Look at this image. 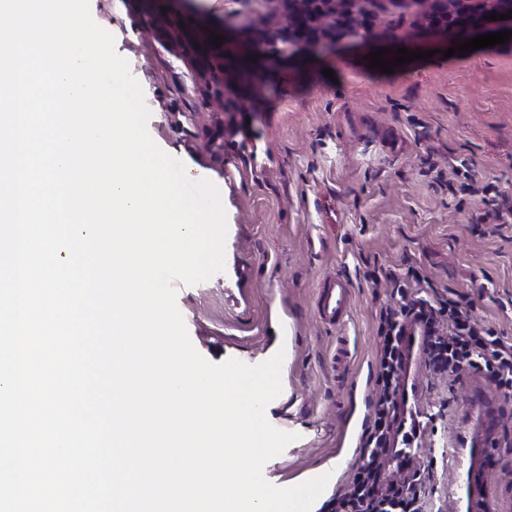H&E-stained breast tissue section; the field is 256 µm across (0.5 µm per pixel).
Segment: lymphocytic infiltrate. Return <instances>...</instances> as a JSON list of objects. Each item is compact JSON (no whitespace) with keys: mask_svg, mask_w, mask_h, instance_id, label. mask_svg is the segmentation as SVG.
<instances>
[{"mask_svg":"<svg viewBox=\"0 0 512 512\" xmlns=\"http://www.w3.org/2000/svg\"><path fill=\"white\" fill-rule=\"evenodd\" d=\"M409 316L424 326L438 366L452 373L466 367L486 373L504 395H512V339L464 316L458 300L449 299L438 311L429 299L417 295L402 300L399 307L383 310L378 327L379 372L371 402L373 421L362 437L361 464L337 499L336 512H417L415 486L407 482L385 488L378 485L379 459L397 416L398 364Z\"/></svg>","mask_w":512,"mask_h":512,"instance_id":"obj_1","label":"lymphocytic infiltrate"}]
</instances>
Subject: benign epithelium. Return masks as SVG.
<instances>
[{
  "label": "benign epithelium",
  "mask_w": 512,
  "mask_h": 512,
  "mask_svg": "<svg viewBox=\"0 0 512 512\" xmlns=\"http://www.w3.org/2000/svg\"><path fill=\"white\" fill-rule=\"evenodd\" d=\"M288 32L300 38L314 36L320 29L319 21L343 25L355 32L369 28V20H361L353 11L355 0H285ZM428 27L448 33V27L457 25L472 15L489 18V13L505 14L512 11V0H426Z\"/></svg>",
  "instance_id": "obj_1"
}]
</instances>
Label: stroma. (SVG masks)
<instances>
[{
    "label": "stroma",
    "instance_id": "stroma-1",
    "mask_svg": "<svg viewBox=\"0 0 512 512\" xmlns=\"http://www.w3.org/2000/svg\"><path fill=\"white\" fill-rule=\"evenodd\" d=\"M358 8L368 30L310 42L288 36L279 0H90L144 91L153 141L224 194L225 269L174 281L177 306L211 363L284 352L265 414L298 439L263 475L290 487L331 466L310 512H331L357 468L335 454L350 413L372 415L382 274L437 303L465 296L512 336V41L445 59L472 31H427L420 0ZM400 47L431 57L370 68L369 53ZM336 276L351 305L330 325L316 295ZM423 341L405 338L393 444L418 451L424 512H458L465 440L486 448L477 481L492 508L512 512V398L485 375L435 371Z\"/></svg>",
    "mask_w": 512,
    "mask_h": 512
}]
</instances>
